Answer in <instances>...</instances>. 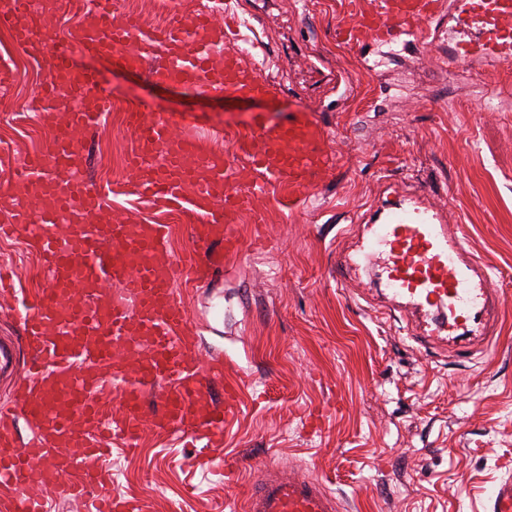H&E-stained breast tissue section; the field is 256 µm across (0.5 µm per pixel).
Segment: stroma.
Returning <instances> with one entry per match:
<instances>
[{"mask_svg":"<svg viewBox=\"0 0 512 512\" xmlns=\"http://www.w3.org/2000/svg\"><path fill=\"white\" fill-rule=\"evenodd\" d=\"M227 2L256 44L253 62L279 82L278 103L152 82L154 59L140 72L102 64L113 98L198 113L201 138L223 150L256 115L312 109L329 127L340 171L300 201L263 198L262 225L238 231L246 241L264 234L271 249L225 258L184 291L201 354L224 356L212 395L227 384L238 392L241 408L224 426L232 475L189 468L187 448L149 429L136 452L116 448L107 459L114 490L146 499L150 512H243L255 464L272 461L322 480L344 512H488L490 490L512 482V112L491 109L496 95L512 96V64L496 69L492 95L421 44L397 48L379 67L364 61L333 38L341 0ZM0 58L15 66L0 103L34 113L37 55L0 35ZM86 145L88 186L105 194L109 159L132 140L99 129ZM111 201L134 223L169 225L166 251L197 259L175 214L131 195ZM418 208L462 225L496 291L495 343L465 360L411 338L400 312L383 313L379 268L336 278L348 225ZM0 255L19 297L28 296L25 267L38 246L20 231L0 238ZM14 305L0 299V405L14 403L28 358Z\"/></svg>","mask_w":512,"mask_h":512,"instance_id":"obj_1","label":"stroma"}]
</instances>
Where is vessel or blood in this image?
<instances>
[{
	"label": "vessel or blood",
	"mask_w": 512,
	"mask_h": 512,
	"mask_svg": "<svg viewBox=\"0 0 512 512\" xmlns=\"http://www.w3.org/2000/svg\"><path fill=\"white\" fill-rule=\"evenodd\" d=\"M339 43L355 49L428 38L431 21L447 14L448 56L475 66L512 61V0H344ZM80 4L93 23L68 33L40 22ZM115 0H0V28L17 46L40 48L49 105L78 101L65 123L49 129L43 150L18 158L13 181L36 186L18 198L0 238L24 231L39 246L50 286L15 315L23 323L30 363L17 404L0 409V487L13 490L0 512H44L40 491L61 489L84 512H146L144 500L112 489L105 461L113 448L136 450L144 428L174 436L192 450L186 461L224 466V423L239 408L233 389L211 398L210 383L224 376V359L201 357L182 300L192 280L176 256L164 252L169 227L99 220L105 207L84 177V137L102 126L109 101L100 73L80 57L141 71L146 59L160 67L151 78L198 95L271 100L278 87L240 52L238 24L221 0L188 13L184 0H166L156 29L130 19L116 24ZM133 137L129 171L142 202L161 205L192 224L191 243L243 249L236 222L257 199L281 188L304 192L332 174L340 160L329 147L325 122L288 107L274 121L256 118L253 131L225 154H199L202 118L151 111L128 113ZM380 260L387 308L404 304L419 326L448 333L456 354L489 345L495 295L488 273L464 246L462 227L415 214H389L374 225L364 262ZM112 292H105V285ZM119 401L105 414L104 385ZM27 435H19V424ZM246 512H339L322 482L277 466L260 469Z\"/></svg>",
	"instance_id": "b4317fda"
}]
</instances>
